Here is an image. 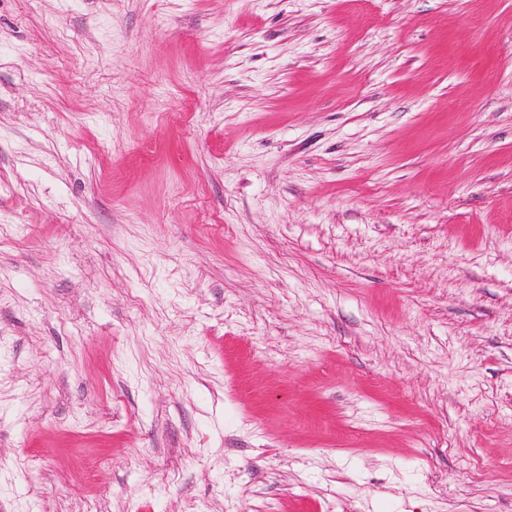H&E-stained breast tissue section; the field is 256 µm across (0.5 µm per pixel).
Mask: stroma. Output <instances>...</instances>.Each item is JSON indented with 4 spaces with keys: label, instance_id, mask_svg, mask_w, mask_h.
Segmentation results:
<instances>
[{
    "label": "stroma",
    "instance_id": "stroma-1",
    "mask_svg": "<svg viewBox=\"0 0 512 512\" xmlns=\"http://www.w3.org/2000/svg\"><path fill=\"white\" fill-rule=\"evenodd\" d=\"M0 512H512V0H0Z\"/></svg>",
    "mask_w": 512,
    "mask_h": 512
}]
</instances>
